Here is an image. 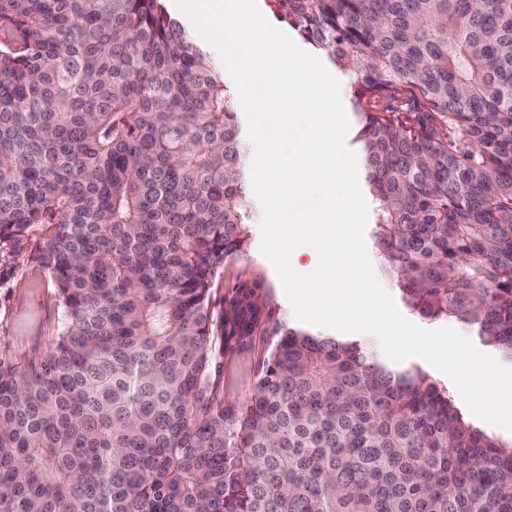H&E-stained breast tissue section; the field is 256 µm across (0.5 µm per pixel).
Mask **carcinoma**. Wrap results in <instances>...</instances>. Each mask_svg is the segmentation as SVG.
I'll return each mask as SVG.
<instances>
[{
  "mask_svg": "<svg viewBox=\"0 0 512 512\" xmlns=\"http://www.w3.org/2000/svg\"><path fill=\"white\" fill-rule=\"evenodd\" d=\"M350 79L401 299L512 360V0H266ZM236 99L165 0H0V254L57 284L0 356V512H512V448L421 369L285 327L241 415L209 289L253 214ZM56 231L40 225L30 234L25 251L0 255V353L24 364L49 350L62 326V308L51 274L30 260V251Z\"/></svg>",
  "mask_w": 512,
  "mask_h": 512,
  "instance_id": "carcinoma-1",
  "label": "carcinoma"
}]
</instances>
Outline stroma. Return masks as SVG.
Wrapping results in <instances>:
<instances>
[{"label": "stroma", "instance_id": "1", "mask_svg": "<svg viewBox=\"0 0 512 512\" xmlns=\"http://www.w3.org/2000/svg\"><path fill=\"white\" fill-rule=\"evenodd\" d=\"M247 254L218 271L209 297L215 313L224 315V338L212 365L217 389L227 407L240 409L252 397L277 340L279 327L297 319L279 277L260 252L263 212L254 206ZM62 308L51 274L27 251L0 255V353L18 363L49 350L62 326Z\"/></svg>", "mask_w": 512, "mask_h": 512}]
</instances>
